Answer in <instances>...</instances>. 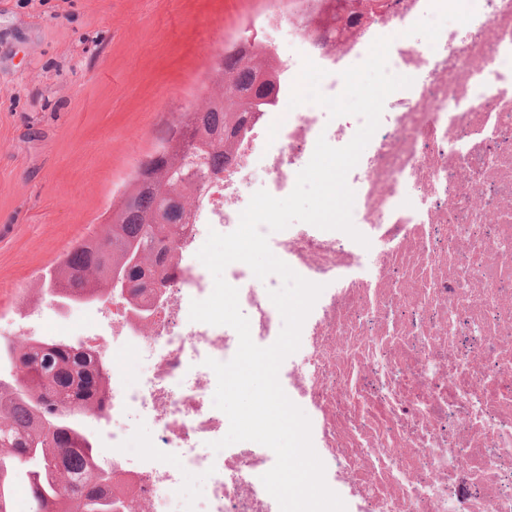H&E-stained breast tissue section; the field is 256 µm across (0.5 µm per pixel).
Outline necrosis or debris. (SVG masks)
<instances>
[{"mask_svg": "<svg viewBox=\"0 0 512 512\" xmlns=\"http://www.w3.org/2000/svg\"><path fill=\"white\" fill-rule=\"evenodd\" d=\"M277 34L288 88L303 59L325 70L323 94L376 38L388 69L411 77L385 100L378 129L347 181L352 220L370 241L296 222L268 235L272 252L323 291L297 352L279 370L311 421L327 485L346 512H512V0H389L336 50L313 47L273 0L258 24ZM363 123L315 103L253 121L235 161L204 194L179 242L162 307L148 322L122 301L96 307L88 348L112 345L101 453L112 463L113 512H280L260 477L269 448L213 451L229 429L204 361L230 360L238 336L189 318L213 277L197 253L210 231H234L253 193H291L318 137L348 144ZM226 281L260 346L282 318V280L229 264Z\"/></svg>", "mask_w": 512, "mask_h": 512, "instance_id": "necrosis-or-debris-1", "label": "necrosis or debris"}]
</instances>
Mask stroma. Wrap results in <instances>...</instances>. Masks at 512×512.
<instances>
[{"label": "stroma", "mask_w": 512, "mask_h": 512, "mask_svg": "<svg viewBox=\"0 0 512 512\" xmlns=\"http://www.w3.org/2000/svg\"><path fill=\"white\" fill-rule=\"evenodd\" d=\"M267 0H0V321L154 154L162 126L202 107L218 53Z\"/></svg>", "instance_id": "obj_1"}]
</instances>
